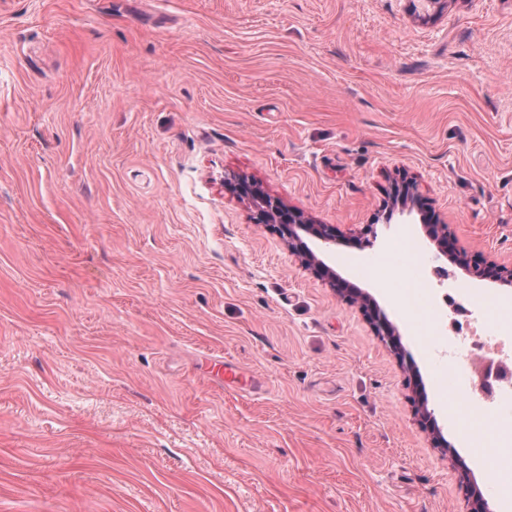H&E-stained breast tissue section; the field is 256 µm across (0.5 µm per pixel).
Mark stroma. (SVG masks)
I'll return each mask as SVG.
<instances>
[{"instance_id": "35a3bbf8", "label": "stroma", "mask_w": 512, "mask_h": 512, "mask_svg": "<svg viewBox=\"0 0 512 512\" xmlns=\"http://www.w3.org/2000/svg\"><path fill=\"white\" fill-rule=\"evenodd\" d=\"M235 176L335 226L308 247L406 357ZM406 181L512 267V0H0V512H465L472 483L500 512L465 426L497 367L455 387L367 271L437 258L386 221ZM351 300L360 304V307L366 313V315L372 320L378 336H382L390 348L399 357L404 356V350L400 343V338L396 331V328L380 313L374 299L367 293L358 295L357 292L351 295Z\"/></svg>"}]
</instances>
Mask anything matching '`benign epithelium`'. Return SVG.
<instances>
[{
	"mask_svg": "<svg viewBox=\"0 0 512 512\" xmlns=\"http://www.w3.org/2000/svg\"><path fill=\"white\" fill-rule=\"evenodd\" d=\"M227 185L239 198L253 210V221L256 224H274L280 233L288 239L289 249L295 253L303 265L319 278H324L329 285L340 292L348 290L349 285L341 279L330 267L318 259L302 244L300 233L304 232L315 237L323 245L336 243V227L331 224H316L300 212L287 205L271 199L257 184L236 177ZM397 202L401 204L399 214L417 211L421 213V220H427L424 215L419 196L415 193L414 186L404 183L397 192ZM429 239L435 244L440 255L446 257L448 252L454 250L453 239L448 232V225L433 218L431 223L424 225ZM468 272L481 279L499 281L512 285V269L498 265L491 261L475 258L470 261ZM351 300L360 304L366 315L372 320L378 335L382 336L395 354L402 357L404 350L396 328L380 313L374 299L366 294H352Z\"/></svg>",
	"mask_w": 512,
	"mask_h": 512,
	"instance_id": "1",
	"label": "benign epithelium"
}]
</instances>
